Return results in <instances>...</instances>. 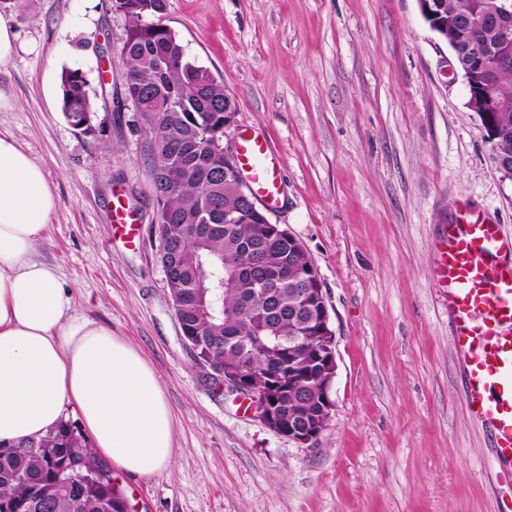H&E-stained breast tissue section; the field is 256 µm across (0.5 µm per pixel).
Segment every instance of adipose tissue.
Wrapping results in <instances>:
<instances>
[{
  "instance_id": "adipose-tissue-1",
  "label": "adipose tissue",
  "mask_w": 512,
  "mask_h": 512,
  "mask_svg": "<svg viewBox=\"0 0 512 512\" xmlns=\"http://www.w3.org/2000/svg\"><path fill=\"white\" fill-rule=\"evenodd\" d=\"M56 207L42 166L0 134V444L40 440L71 410L96 458L154 475L172 458L169 403L144 357L77 312L40 256Z\"/></svg>"
}]
</instances>
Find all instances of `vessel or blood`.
Segmentation results:
<instances>
[{"label":"vessel or blood","instance_id":"vessel-or-blood-1","mask_svg":"<svg viewBox=\"0 0 512 512\" xmlns=\"http://www.w3.org/2000/svg\"><path fill=\"white\" fill-rule=\"evenodd\" d=\"M239 166L255 197L280 201V171L267 140L245 132L237 141ZM446 229L438 270L447 290L451 342L465 375L471 414L494 429L498 483L512 486V235L467 204Z\"/></svg>","mask_w":512,"mask_h":512}]
</instances>
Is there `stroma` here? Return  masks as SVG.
Here are the masks:
<instances>
[{
	"label": "stroma",
	"instance_id": "obj_1",
	"mask_svg": "<svg viewBox=\"0 0 512 512\" xmlns=\"http://www.w3.org/2000/svg\"><path fill=\"white\" fill-rule=\"evenodd\" d=\"M33 51L0 68V133L58 206L40 246L85 312L153 366L174 417L168 469L113 472L130 512H499L489 428L463 399L435 268L467 202L512 231V180L417 0H167L164 22L235 99L232 136L265 137L272 223L326 292L337 374L329 426L301 444L225 395L186 347L152 233L154 140L123 106L126 21L111 0H0ZM81 68L94 133L61 110ZM134 217V242L112 218Z\"/></svg>",
	"mask_w": 512,
	"mask_h": 512
}]
</instances>
